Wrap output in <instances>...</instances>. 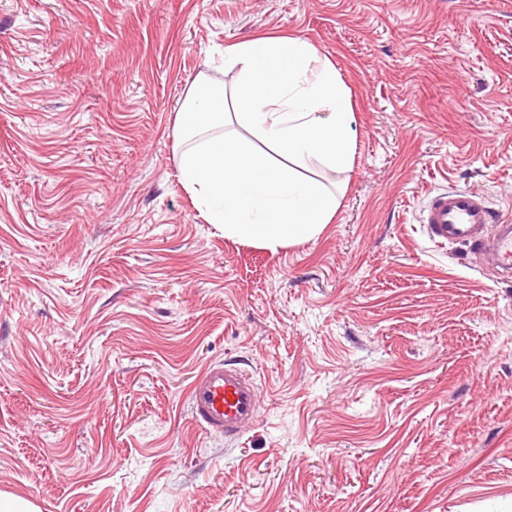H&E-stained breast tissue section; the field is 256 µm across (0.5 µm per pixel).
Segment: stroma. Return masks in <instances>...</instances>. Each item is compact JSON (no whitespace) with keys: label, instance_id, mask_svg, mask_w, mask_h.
<instances>
[{"label":"stroma","instance_id":"stroma-1","mask_svg":"<svg viewBox=\"0 0 512 512\" xmlns=\"http://www.w3.org/2000/svg\"><path fill=\"white\" fill-rule=\"evenodd\" d=\"M314 45L348 87L330 224L206 223L176 113L224 47ZM512 217V0H0V492L39 512H512V278L432 242V191ZM254 374L235 441L196 374ZM195 425L205 434L241 437L260 414V395L252 373L230 364L210 363L189 390Z\"/></svg>","mask_w":512,"mask_h":512}]
</instances>
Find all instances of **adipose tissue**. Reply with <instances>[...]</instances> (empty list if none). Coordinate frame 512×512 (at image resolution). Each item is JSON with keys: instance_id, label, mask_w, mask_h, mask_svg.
<instances>
[{"instance_id": "1", "label": "adipose tissue", "mask_w": 512, "mask_h": 512, "mask_svg": "<svg viewBox=\"0 0 512 512\" xmlns=\"http://www.w3.org/2000/svg\"><path fill=\"white\" fill-rule=\"evenodd\" d=\"M238 70L233 92L197 78L175 118L180 182L225 236L277 248L317 236L339 202L307 175L353 165L350 92L333 63L307 41L259 36L225 47ZM247 127L260 154L230 133Z\"/></svg>"}]
</instances>
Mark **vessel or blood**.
Here are the masks:
<instances>
[{"instance_id": "b4317fda", "label": "vessel or blood", "mask_w": 512, "mask_h": 512, "mask_svg": "<svg viewBox=\"0 0 512 512\" xmlns=\"http://www.w3.org/2000/svg\"><path fill=\"white\" fill-rule=\"evenodd\" d=\"M429 238L438 244L471 243L478 254L504 272L512 271V226L501 222L485 200L452 188L430 197L422 216ZM195 425L205 434L239 438L260 414L252 373L224 363L206 365L189 390Z\"/></svg>"}]
</instances>
